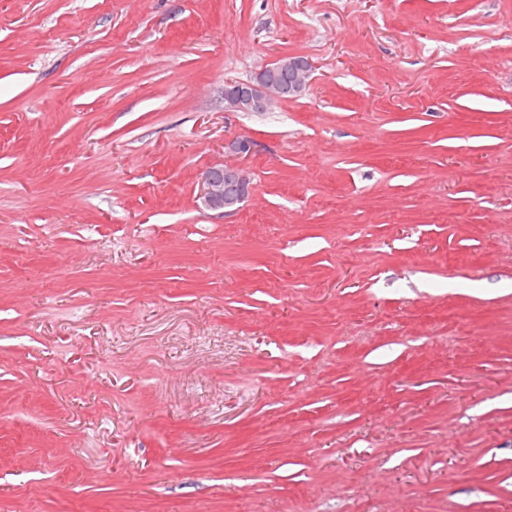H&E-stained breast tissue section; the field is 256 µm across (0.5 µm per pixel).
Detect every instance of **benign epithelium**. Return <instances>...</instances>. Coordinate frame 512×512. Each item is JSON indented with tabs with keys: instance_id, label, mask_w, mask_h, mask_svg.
Instances as JSON below:
<instances>
[{
	"instance_id": "7a95c632",
	"label": "benign epithelium",
	"mask_w": 512,
	"mask_h": 512,
	"mask_svg": "<svg viewBox=\"0 0 512 512\" xmlns=\"http://www.w3.org/2000/svg\"><path fill=\"white\" fill-rule=\"evenodd\" d=\"M288 66L293 74V92L302 94L310 83L313 63L300 56L279 57L262 66L246 81L224 83V111L265 112L271 103L281 99V94L264 79V73ZM225 151L235 157V162L211 166L199 174L200 198L211 210L232 211L253 194V182L246 165L255 152L252 140L240 137L225 145Z\"/></svg>"
}]
</instances>
